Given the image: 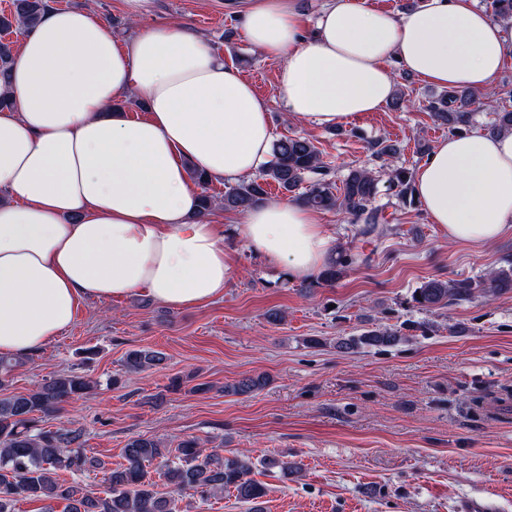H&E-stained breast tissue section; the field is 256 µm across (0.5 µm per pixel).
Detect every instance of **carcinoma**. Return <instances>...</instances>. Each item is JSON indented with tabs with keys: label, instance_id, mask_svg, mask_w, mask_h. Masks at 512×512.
<instances>
[{
	"label": "carcinoma",
	"instance_id": "obj_1",
	"mask_svg": "<svg viewBox=\"0 0 512 512\" xmlns=\"http://www.w3.org/2000/svg\"><path fill=\"white\" fill-rule=\"evenodd\" d=\"M492 15L505 25L512 24V0H487ZM51 0H13L8 15H0V29L18 25L25 30L34 28ZM13 47L0 41V80L9 76ZM478 97L468 89L442 91L429 102L428 112L438 122L452 130L472 122ZM512 130V109L505 106L497 112L488 133ZM275 183L285 194L302 205L316 210L341 209L360 232L370 235L378 229L377 211L371 208L378 193V182L371 169L356 167L341 183L330 177V167L323 161L317 146L302 136H288L272 143L271 160L253 180L229 189L224 194V209L245 211L265 200L266 186ZM391 183L396 196L405 203L413 200L412 179L404 169L392 172ZM349 259L344 255L329 264L320 280L331 285L340 278ZM496 295L512 291V269L489 273L482 280L469 278L442 280L432 278L415 289L414 302L426 311L453 301L469 299L476 291ZM402 337L388 329L368 330L359 336L339 341V347L353 351L361 347L393 346ZM162 353L147 349H130L125 353L124 367L138 373L160 365ZM262 375L244 377L224 388L234 395L251 394L267 383ZM94 385L90 378L74 371L56 373L26 393L0 398V512H12L17 496L33 501L60 500L66 502L65 512H178L177 500L154 491L155 482L148 467L160 462L162 477L172 492L192 493L203 500L224 490L251 505V512H262L261 498L266 488L251 478L252 462L240 453L222 457L208 452L194 440L180 443L175 456L150 437L129 440L123 451V463L109 471L105 497L94 495L81 485L66 484L60 479L62 470L103 469L105 463L86 454L83 432L78 427L55 430L39 427L43 418L62 409L64 403L86 393Z\"/></svg>",
	"mask_w": 512,
	"mask_h": 512
}]
</instances>
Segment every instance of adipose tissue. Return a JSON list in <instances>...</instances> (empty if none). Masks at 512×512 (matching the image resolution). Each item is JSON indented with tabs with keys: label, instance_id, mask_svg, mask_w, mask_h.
Segmentation results:
<instances>
[{
	"label": "adipose tissue",
	"instance_id": "1",
	"mask_svg": "<svg viewBox=\"0 0 512 512\" xmlns=\"http://www.w3.org/2000/svg\"><path fill=\"white\" fill-rule=\"evenodd\" d=\"M248 40L281 59L290 118L340 125L392 98L389 61L422 83L482 92L512 39L477 0H426L396 16L367 0H325L312 39L299 0H241ZM0 355L27 357L65 333L80 302L147 295L181 308L224 294L232 259L199 213L191 177L253 175L271 156L266 102L182 25L121 44L85 9L47 11L0 83ZM141 101L137 119L115 110ZM412 186L451 241L483 246L512 229V131L453 133ZM247 247L295 279L336 255L319 215L288 199L248 209Z\"/></svg>",
	"mask_w": 512,
	"mask_h": 512
}]
</instances>
